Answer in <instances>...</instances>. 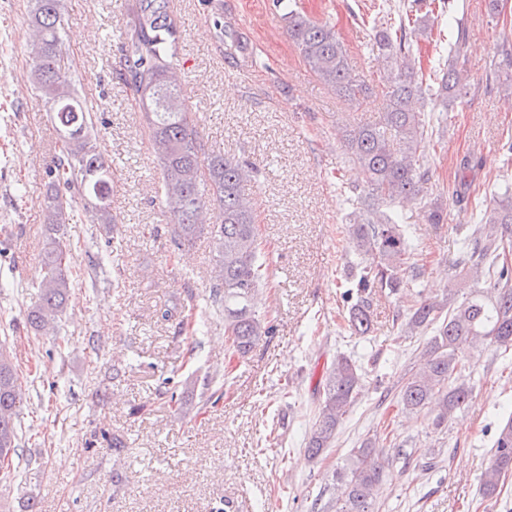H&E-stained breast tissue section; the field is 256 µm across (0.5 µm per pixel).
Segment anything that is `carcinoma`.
<instances>
[{
  "label": "carcinoma",
  "instance_id": "carcinoma-1",
  "mask_svg": "<svg viewBox=\"0 0 512 512\" xmlns=\"http://www.w3.org/2000/svg\"><path fill=\"white\" fill-rule=\"evenodd\" d=\"M288 35L304 62L324 84L344 97L357 100L367 87L352 75L349 53L335 27L298 13L291 0H274ZM65 0H31L27 20L34 48L30 71L37 95L52 112L57 156L48 170L46 237L39 271V301L27 312V322L37 334L53 328L66 310L73 286L71 248L64 242L66 215L92 209L96 224L112 223V162L98 150L93 110L81 96L76 70L64 52ZM430 25L425 14L406 31L404 20L372 28L373 45L391 67L383 84L382 112L372 123H349L340 129L345 153L358 167L364 189L350 190L348 239L351 250L367 258L347 282L345 319L352 334L372 333V290L383 288L400 296L420 277L411 262L412 233L402 217L389 211L394 204L424 197L431 183L429 148L435 125L421 104L430 100L446 112L468 94L466 78L446 62L425 84L415 67V33ZM179 17L171 0H132L131 19L124 32L119 80L134 96L145 133L161 170V198L171 224V255L193 247L206 236L213 245L215 277L210 291L212 306L224 310L227 357L233 363L245 358L273 326L254 309L258 290L271 277L256 226L253 203L245 186L257 168L221 151L210 150L198 129L184 93L178 64ZM478 161L465 158L461 177L451 189L455 196L468 186L466 172ZM456 234L464 249L454 261L483 281L489 299L473 296L456 300L451 288L440 298L414 300L407 307L410 333L427 337L420 366L408 375L395 395L396 407L418 412L429 407L434 425H448L470 400L472 366L465 353L478 345L507 354L512 351V192L493 199L490 214L480 224H460ZM160 317L179 318L180 332L194 338L201 333L194 304L166 306ZM364 382L361 365L339 355L329 368L319 412L307 436L306 451L313 457L332 447L336 435L356 404ZM164 379L168 402L181 413L187 402ZM24 405L14 356L0 349V467H9L18 455ZM404 454L400 446L380 444L367 437L353 448L337 472L346 484L341 497L314 504L315 512H375L378 489L386 476L388 452ZM512 475V416L499 426L489 463L480 477V496L491 501L500 495Z\"/></svg>",
  "mask_w": 512,
  "mask_h": 512
}]
</instances>
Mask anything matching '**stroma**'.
<instances>
[{
	"instance_id": "1",
	"label": "stroma",
	"mask_w": 512,
	"mask_h": 512,
	"mask_svg": "<svg viewBox=\"0 0 512 512\" xmlns=\"http://www.w3.org/2000/svg\"><path fill=\"white\" fill-rule=\"evenodd\" d=\"M380 2L295 0L298 12L330 21L343 38L353 76L370 88L353 103L309 70L273 0H173L183 20L179 63L204 140L258 169L246 192L273 271L256 309L274 332L225 379L214 403L224 315L208 300L212 246L200 238L178 261L167 252L160 170L118 79L128 0H66L65 52L95 106L99 145L112 162L114 221L105 236L84 211L66 221L68 238L80 244L72 250L78 278L59 322L61 352L27 329V310L38 300L46 168L57 133L29 77L28 0H0V344L16 356L26 393L22 458L18 467L0 469V512H311L315 499L339 493L335 473L351 449L386 430L434 457L438 468L415 476L393 462L378 512H476L496 427L512 409V366L493 349L476 352L471 400L438 431L430 411L388 407L424 343L404 333L406 302L376 292L368 338L342 326L338 285L353 255L341 186L355 182L356 170L338 129L375 120L382 110L387 65L372 49L370 26ZM420 7L433 17L416 40L423 68L453 61L471 87L440 114L429 163L444 187L454 184L465 157L481 165L469 175L467 198L444 197L445 223H429L424 205L403 208L423 269L413 290L433 297L449 281H462L465 298L484 288L454 265L461 247L455 227L479 223L493 196L512 187V168L499 163L500 145L512 136V85L505 83L512 66L503 54L512 49V0L494 17L484 0H465L459 17L441 0ZM221 23L241 49L221 41ZM461 26L466 48L455 59L450 46ZM91 254L102 273H88ZM189 293L204 324L194 349L174 321L156 314ZM339 355L364 368V393L332 448L313 458L305 440L320 382ZM167 377L178 382L191 414L174 412L160 394ZM287 385L293 397H285ZM115 436L126 444L123 454L112 451Z\"/></svg>"
}]
</instances>
